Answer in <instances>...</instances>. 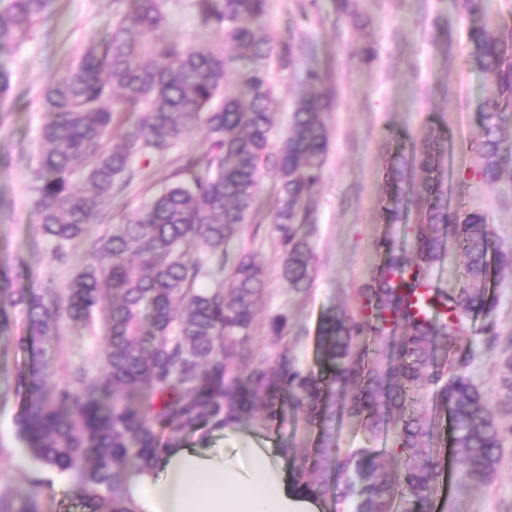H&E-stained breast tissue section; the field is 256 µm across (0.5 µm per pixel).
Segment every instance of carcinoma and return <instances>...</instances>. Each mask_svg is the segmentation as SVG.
Returning a JSON list of instances; mask_svg holds the SVG:
<instances>
[{"mask_svg": "<svg viewBox=\"0 0 512 512\" xmlns=\"http://www.w3.org/2000/svg\"><path fill=\"white\" fill-rule=\"evenodd\" d=\"M50 3L8 0L0 8V51ZM162 6L163 0H126L110 34L91 42L42 92L47 121L33 171L40 230L60 258L87 242L88 262L62 291L14 290L3 276L0 294L25 314L27 335L17 337L22 349L38 341L51 350L63 321L86 324L98 313L106 334L96 374L79 367L51 389L42 367L19 376L27 404L17 425L33 454L69 475L82 512H137L127 488L131 467L151 465L160 449L179 445L181 432L208 423L224 428L260 410L274 418V392L286 390L320 428L317 448L293 456L297 487L315 498L331 493L353 512H395L398 501L404 512H432L442 477L430 448L433 425L411 409L432 390L449 410V442L466 484L490 482L505 433L469 373L467 320L474 313L491 318L496 299L486 290L488 256L512 266V251L497 249L483 213L450 208L444 142L423 140L411 155L395 156L387 171L388 223H408L417 207L410 228L415 255L385 240V259L359 290L357 313L338 309L322 321V360L330 373L300 370L286 350L273 365L253 367L249 331L265 272L228 246L255 208L261 165L274 166L281 276L296 291L310 288L311 248L299 228L321 176L328 144L322 114L330 99L319 89L321 76L307 72L288 135L269 153L273 88L266 60L275 55L281 68L292 69L310 45L292 40L273 51L270 37L251 23L266 0H199L202 26L224 35L232 55L157 45L151 34L164 21ZM461 15L465 63L487 84L472 149L483 180L494 184L512 178V141L504 136L512 129V28L497 22L490 0H461ZM239 61L249 67L238 72L236 93L227 74ZM126 118L133 122L115 137ZM200 122L209 140L204 158L185 159L177 183L112 231L92 236L121 180L132 178L135 159L164 154ZM450 235L465 257L464 282L451 293L428 290L424 272L444 256ZM197 241L205 244L203 258L189 253ZM203 278L213 286L195 287ZM480 333L485 350L499 345L493 322ZM503 353L500 388L512 416V337ZM346 416L363 422L373 438L393 433L392 447L338 448L334 430ZM387 455L398 459L397 467L384 466Z\"/></svg>", "mask_w": 512, "mask_h": 512, "instance_id": "carcinoma-1", "label": "carcinoma"}]
</instances>
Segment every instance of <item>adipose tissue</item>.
Returning <instances> with one entry per match:
<instances>
[{
  "label": "adipose tissue",
  "instance_id": "obj_1",
  "mask_svg": "<svg viewBox=\"0 0 512 512\" xmlns=\"http://www.w3.org/2000/svg\"><path fill=\"white\" fill-rule=\"evenodd\" d=\"M241 454L248 469L228 463L217 448H170L154 469L130 471L129 491L140 512H318L273 449Z\"/></svg>",
  "mask_w": 512,
  "mask_h": 512
}]
</instances>
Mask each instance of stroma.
Listing matches in <instances>:
<instances>
[{"label": "stroma", "instance_id": "1", "mask_svg": "<svg viewBox=\"0 0 512 512\" xmlns=\"http://www.w3.org/2000/svg\"><path fill=\"white\" fill-rule=\"evenodd\" d=\"M120 8L119 0H54L48 17L30 27L14 48L0 53V70L11 80L8 98L0 100V271L15 287L37 291L51 282L65 288L85 263L83 245L59 259L39 229L32 169L44 124L41 92L91 40L106 36ZM163 11L158 40L223 48L217 34L201 28L197 0H165ZM258 24L274 43L293 34L315 48L295 69L269 66L275 99L270 152H277L286 137L295 92L306 70L321 73L334 97L323 115L328 152L307 228L313 284L308 293H297L279 275L282 252L274 224L279 181L272 166L262 169L256 210L230 249L251 254L265 271V294L250 331L255 364H274L286 349L301 369L316 371L323 316L337 307L354 311L359 288L384 257L385 239H394L405 251L413 249L406 225L386 221V171L396 154L410 152L429 136L445 138V166L460 186L452 204L484 213L492 236L509 247L512 179L486 184L469 148L481 127L485 80L463 62L466 31L457 0H361L353 16L338 12L336 0H267ZM368 45L376 51L369 63L360 56ZM208 148L200 125L163 155L137 158L132 180L114 202L113 222L133 214L168 185L180 156L200 157ZM490 291L497 305L489 319L501 335H510L512 268L493 270ZM9 316L14 325L0 337V494H34L38 512H82L67 476L44 467L18 430L16 418L25 402L18 375L28 370L32 356L15 344L21 332L20 310L10 309ZM276 316L287 319V330L280 336L269 330ZM489 319L471 316L470 336H477ZM104 334L99 318L88 325L64 323L60 342L46 355L49 384L62 383L68 370L78 365L99 371ZM499 423L509 435L494 479L460 488L463 468L447 457V488L436 496L434 512H512V417H500ZM317 437L305 412L286 405L273 418L261 414L221 429L203 426L179 434L178 440L187 448L223 449L225 459L234 463L241 448L304 452L314 448Z\"/></svg>", "mask_w": 512, "mask_h": 512}]
</instances>
